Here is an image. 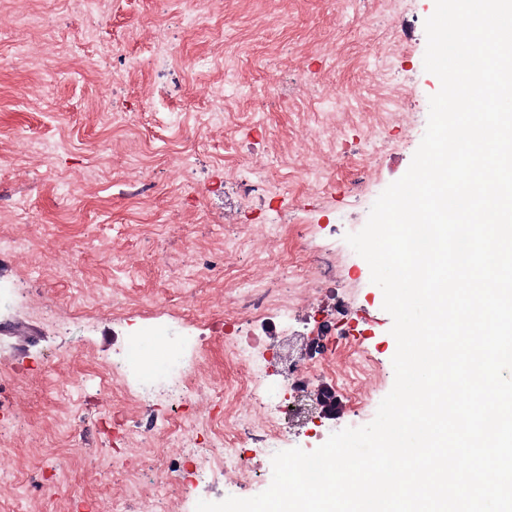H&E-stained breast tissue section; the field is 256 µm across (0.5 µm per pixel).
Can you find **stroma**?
I'll use <instances>...</instances> for the list:
<instances>
[{"mask_svg": "<svg viewBox=\"0 0 512 512\" xmlns=\"http://www.w3.org/2000/svg\"><path fill=\"white\" fill-rule=\"evenodd\" d=\"M434 0H0V512H142L250 498L272 482L256 457L233 487L185 491L171 432L197 451L260 446L244 410L236 328L281 397L283 331L319 346L339 385L330 413L291 435L317 448L375 417L396 341L383 293L347 243L408 170L439 89L425 71ZM116 81L105 85L104 71ZM268 167L252 181L250 165ZM281 268L287 285L274 282ZM318 287L314 306L304 299ZM348 303L351 335L321 325ZM176 338L193 403L105 370L136 331ZM372 377L367 407L354 382Z\"/></svg>", "mask_w": 512, "mask_h": 512, "instance_id": "obj_1", "label": "stroma"}]
</instances>
